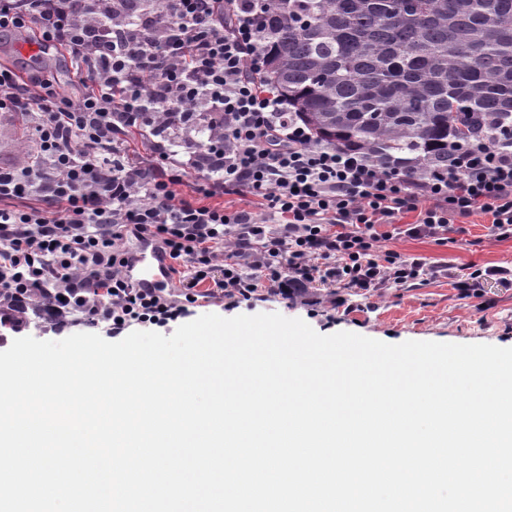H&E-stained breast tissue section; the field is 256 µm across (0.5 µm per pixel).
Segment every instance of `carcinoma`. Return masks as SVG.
<instances>
[{"label":"carcinoma","instance_id":"1","mask_svg":"<svg viewBox=\"0 0 512 512\" xmlns=\"http://www.w3.org/2000/svg\"><path fill=\"white\" fill-rule=\"evenodd\" d=\"M264 80L341 150L438 169L512 125V0H259Z\"/></svg>","mask_w":512,"mask_h":512}]
</instances>
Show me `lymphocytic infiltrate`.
Listing matches in <instances>:
<instances>
[{
	"mask_svg": "<svg viewBox=\"0 0 512 512\" xmlns=\"http://www.w3.org/2000/svg\"><path fill=\"white\" fill-rule=\"evenodd\" d=\"M32 27L75 61L82 91L0 64V113L27 118V153L42 160L0 163L1 329L35 317L58 332L106 322L117 337L215 295L315 306L318 284L378 292L445 274L394 241L444 244L476 216L491 240L512 239L501 131L409 172L316 142L262 81L253 0H0V32ZM142 126L165 135L145 161L128 142ZM187 168L189 197L175 190ZM227 194L255 205L226 207ZM130 235L183 267L178 294L127 279Z\"/></svg>",
	"mask_w": 512,
	"mask_h": 512,
	"instance_id": "f902f5d3",
	"label": "lymphocytic infiltrate"
}]
</instances>
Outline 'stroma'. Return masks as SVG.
<instances>
[{"mask_svg":"<svg viewBox=\"0 0 512 512\" xmlns=\"http://www.w3.org/2000/svg\"><path fill=\"white\" fill-rule=\"evenodd\" d=\"M34 42L31 35L0 36V63L26 76L48 75L54 89L72 92L75 83L69 61L53 50L33 54ZM487 234L486 224L479 221L466 225L464 233L445 246L429 239L395 242V250L401 253L449 268L447 278L426 276L378 293L323 288L321 302L314 307L291 304L277 296L251 301L214 299L201 302L193 314L230 318L278 313L302 319L322 335L347 331L390 344L414 340L512 347V280L487 278L469 288L456 284L457 276L471 264L512 268V239L495 242Z\"/></svg>","mask_w":512,"mask_h":512,"instance_id":"obj_1","label":"stroma"}]
</instances>
